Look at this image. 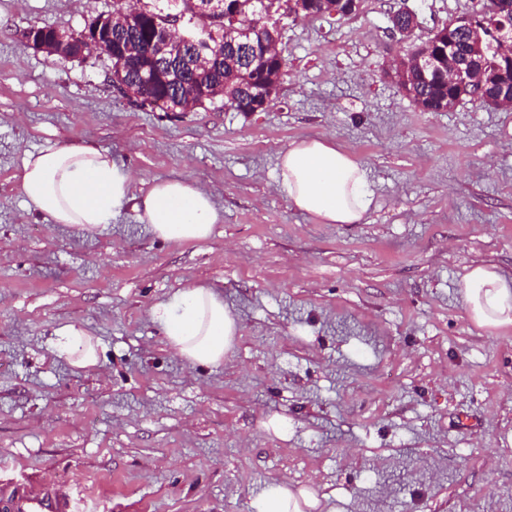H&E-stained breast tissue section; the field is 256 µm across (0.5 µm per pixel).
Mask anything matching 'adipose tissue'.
Listing matches in <instances>:
<instances>
[{
    "label": "adipose tissue",
    "mask_w": 512,
    "mask_h": 512,
    "mask_svg": "<svg viewBox=\"0 0 512 512\" xmlns=\"http://www.w3.org/2000/svg\"><path fill=\"white\" fill-rule=\"evenodd\" d=\"M275 189L290 206L323 224L360 223L372 202L361 162L319 139L291 143L279 154ZM130 171L107 150L94 146L46 149L26 154L20 178L29 211L55 224L85 232L110 224L124 207L137 212L151 233L165 241L207 240L220 212L214 190L183 180H164L136 191ZM471 320L479 327H512V278L496 267H473L463 279ZM169 347L191 365L223 364L237 334L235 315L223 295L207 284H189L151 311ZM76 368L99 361V343L83 328H58L50 344ZM251 512H323L314 485L281 480L266 484Z\"/></svg>",
    "instance_id": "obj_1"
}]
</instances>
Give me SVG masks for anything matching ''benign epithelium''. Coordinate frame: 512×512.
<instances>
[{
    "label": "benign epithelium",
    "instance_id": "benign-epithelium-1",
    "mask_svg": "<svg viewBox=\"0 0 512 512\" xmlns=\"http://www.w3.org/2000/svg\"><path fill=\"white\" fill-rule=\"evenodd\" d=\"M329 12L335 16H349L357 12V0H331ZM190 7L198 14L213 18L215 22L232 19V31L237 33V45L245 52H250V35L253 21L238 5L231 0H192ZM390 36H409L419 26L415 10L405 7L400 14L389 16ZM181 18L177 15L169 17L167 23L158 28L151 41V58L154 65L141 66L130 47L123 48L124 61L138 66V80L130 85L122 74L108 73V80L113 92L123 99L135 101L142 99L139 86L152 85L158 79L177 84L182 79L184 69L178 62H188V68L194 78L211 70L215 62L211 44L201 39L193 41L179 32ZM490 37L488 27L473 17H459L443 28L436 30L434 36L427 39L412 54L396 60L393 77L401 92L413 99L423 111L430 107L423 101L413 97L409 88L410 79L416 75L428 81L439 80L448 87V108H453L459 101L469 98L478 103L492 107L512 108V43L500 40L498 48L499 62L489 67L481 62L484 46ZM112 40V26L106 21L94 19L77 33L62 34L57 30L48 31L32 25L20 33V42L25 47H35L53 56L71 57L73 46L81 52L93 53L100 51L105 43ZM278 26H273L269 36L261 44L262 58L282 60L276 50ZM497 86V94L486 98V88Z\"/></svg>",
    "mask_w": 512,
    "mask_h": 512
}]
</instances>
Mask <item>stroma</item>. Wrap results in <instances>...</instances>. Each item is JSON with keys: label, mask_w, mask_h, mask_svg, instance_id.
Instances as JSON below:
<instances>
[{"label": "stroma", "mask_w": 512, "mask_h": 512, "mask_svg": "<svg viewBox=\"0 0 512 512\" xmlns=\"http://www.w3.org/2000/svg\"><path fill=\"white\" fill-rule=\"evenodd\" d=\"M403 1L420 25L393 39ZM485 4L286 19L266 109L154 112L113 93L106 57L18 40L81 31L117 0H0V487L56 482L102 512H250L285 476L337 512H512V328L476 326L463 297L473 266L512 276V109L425 112L386 76ZM305 139L365 163L362 222L320 223L274 192L279 152ZM82 145L147 185L216 189L210 238L157 240L129 208L92 234L29 212L25 153ZM188 282L237 316L221 366L189 367L151 318ZM68 323L99 341L97 366L51 352Z\"/></svg>", "instance_id": "obj_1"}]
</instances>
